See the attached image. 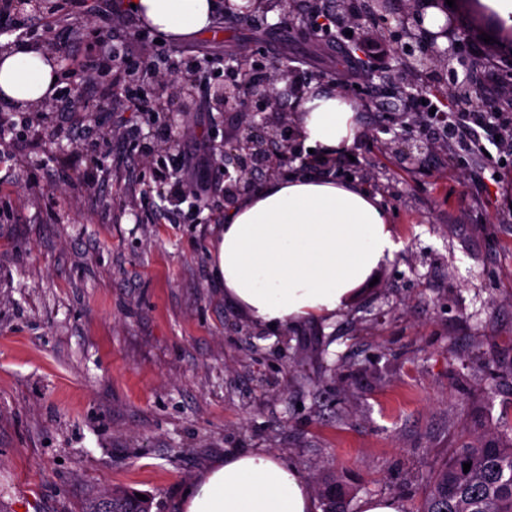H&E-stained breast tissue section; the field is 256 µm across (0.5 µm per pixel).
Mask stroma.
I'll return each instance as SVG.
<instances>
[{"mask_svg":"<svg viewBox=\"0 0 512 512\" xmlns=\"http://www.w3.org/2000/svg\"><path fill=\"white\" fill-rule=\"evenodd\" d=\"M170 40L165 53L302 60L350 100L360 133L339 180L378 197L403 247L336 317L255 324L213 273L224 173L205 208L164 215L132 145L151 113L123 98L79 143L27 138L0 163V512H85L120 487L181 512L193 482L229 453L265 451L308 482L345 473L357 492L415 512L430 473L469 436L512 427V158L490 164L431 129L419 161L393 137L408 112L375 108L386 63L357 82L342 56L287 27H228ZM133 122L126 140L102 126ZM177 131L234 137L240 117L199 108ZM110 175L34 179L75 147ZM503 187L495 189L492 173Z\"/></svg>","mask_w":512,"mask_h":512,"instance_id":"35a3bbf8","label":"stroma"}]
</instances>
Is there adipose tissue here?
I'll return each instance as SVG.
<instances>
[{
    "label": "adipose tissue",
    "instance_id": "ef3b65f1",
    "mask_svg": "<svg viewBox=\"0 0 512 512\" xmlns=\"http://www.w3.org/2000/svg\"><path fill=\"white\" fill-rule=\"evenodd\" d=\"M148 27L182 39L207 32L215 0H133ZM54 67L37 46L0 51V100L26 107L55 91ZM306 145L333 157L354 143L352 104L333 90L297 104ZM399 245L384 210L357 185L295 173L266 182L224 215L214 273L224 296L259 323L293 326L330 317ZM183 512H314L300 470L265 452L226 455L184 497Z\"/></svg>",
    "mask_w": 512,
    "mask_h": 512
}]
</instances>
